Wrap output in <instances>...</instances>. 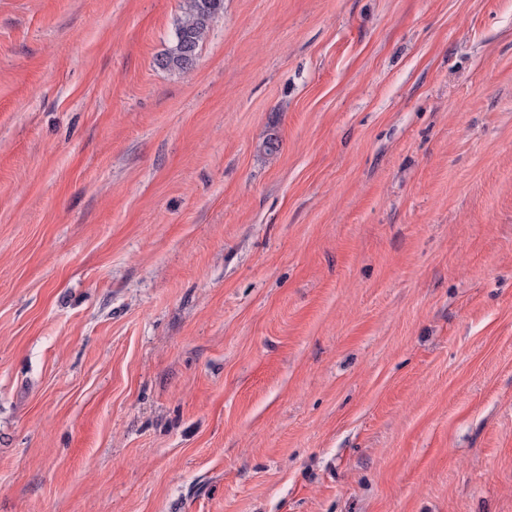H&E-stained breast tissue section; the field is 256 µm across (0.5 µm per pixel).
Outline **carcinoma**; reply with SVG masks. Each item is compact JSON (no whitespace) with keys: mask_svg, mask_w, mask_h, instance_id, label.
<instances>
[{"mask_svg":"<svg viewBox=\"0 0 512 512\" xmlns=\"http://www.w3.org/2000/svg\"><path fill=\"white\" fill-rule=\"evenodd\" d=\"M223 9L224 0H185L175 21L173 43L155 58V66L169 71L193 69L210 23Z\"/></svg>","mask_w":512,"mask_h":512,"instance_id":"cac0c4a2","label":"carcinoma"}]
</instances>
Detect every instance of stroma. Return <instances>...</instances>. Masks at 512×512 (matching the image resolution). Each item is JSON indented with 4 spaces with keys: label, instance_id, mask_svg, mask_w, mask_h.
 <instances>
[{
    "label": "stroma",
    "instance_id": "35a3bbf8",
    "mask_svg": "<svg viewBox=\"0 0 512 512\" xmlns=\"http://www.w3.org/2000/svg\"><path fill=\"white\" fill-rule=\"evenodd\" d=\"M182 4L0 0V512H512V0ZM223 9L224 0H185L175 21L173 43L155 58V66L169 71L193 69L210 23Z\"/></svg>",
    "mask_w": 512,
    "mask_h": 512
}]
</instances>
